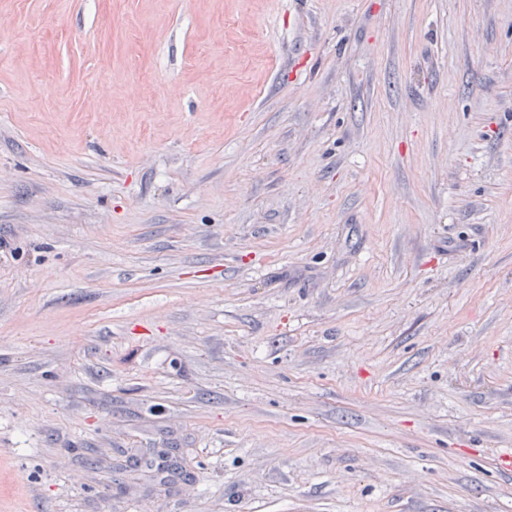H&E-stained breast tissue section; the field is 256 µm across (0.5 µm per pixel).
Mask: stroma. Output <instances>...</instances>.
Instances as JSON below:
<instances>
[{"instance_id":"stroma-1","label":"stroma","mask_w":512,"mask_h":512,"mask_svg":"<svg viewBox=\"0 0 512 512\" xmlns=\"http://www.w3.org/2000/svg\"><path fill=\"white\" fill-rule=\"evenodd\" d=\"M0 20V512H512V0Z\"/></svg>"}]
</instances>
